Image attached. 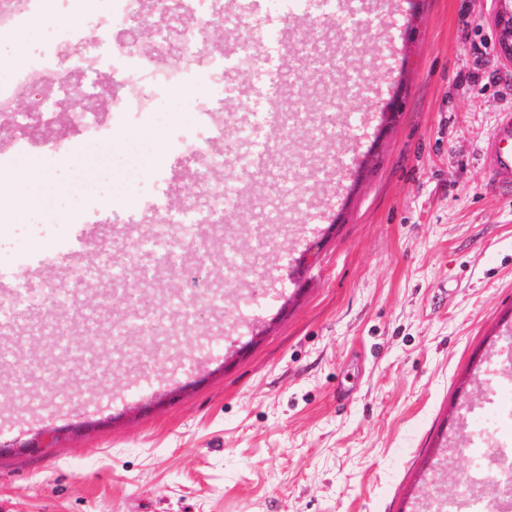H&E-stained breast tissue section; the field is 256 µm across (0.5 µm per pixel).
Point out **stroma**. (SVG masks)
I'll return each mask as SVG.
<instances>
[{"label":"stroma","instance_id":"1","mask_svg":"<svg viewBox=\"0 0 512 512\" xmlns=\"http://www.w3.org/2000/svg\"><path fill=\"white\" fill-rule=\"evenodd\" d=\"M498 8L339 0L332 15L292 7L290 28L279 0H256L250 18L272 38L249 69L225 68L214 145L231 160L277 150L261 171L228 172L243 203L220 232L187 238L172 209L134 202L163 164L167 201L212 208V177L158 152L118 174L109 222L0 231L18 356L0 366V512H427L434 491H458L469 410L512 335V193L481 161L512 113ZM158 25L144 14L112 43L177 58L150 41ZM256 121L253 142L242 129ZM287 180L298 199L280 197ZM159 225L163 245L138 251ZM215 233L222 250L203 248ZM182 241L220 302L194 299L186 321L150 310L163 344L93 323L97 255L122 259L129 287L159 269L157 297L191 296L167 250ZM46 251L64 262L43 268ZM62 295L101 366L58 372L59 340L28 338ZM45 433L52 447L31 448Z\"/></svg>","mask_w":512,"mask_h":512}]
</instances>
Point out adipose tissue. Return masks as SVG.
Returning <instances> with one entry per match:
<instances>
[{
	"label": "adipose tissue",
	"instance_id": "adipose-tissue-1",
	"mask_svg": "<svg viewBox=\"0 0 512 512\" xmlns=\"http://www.w3.org/2000/svg\"><path fill=\"white\" fill-rule=\"evenodd\" d=\"M162 125L129 139L123 146H96L89 154L96 163L87 178L93 184L111 189L112 172L115 168L128 165L129 161L149 156L160 143ZM66 200L64 182L59 175L41 164H24L13 187L0 192V224L26 223L32 211L44 205L61 206Z\"/></svg>",
	"mask_w": 512,
	"mask_h": 512
}]
</instances>
